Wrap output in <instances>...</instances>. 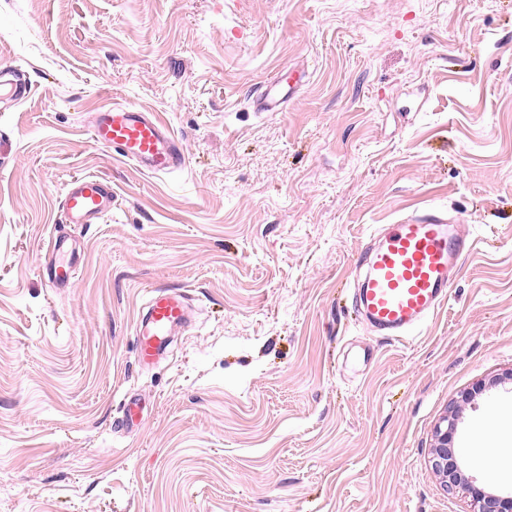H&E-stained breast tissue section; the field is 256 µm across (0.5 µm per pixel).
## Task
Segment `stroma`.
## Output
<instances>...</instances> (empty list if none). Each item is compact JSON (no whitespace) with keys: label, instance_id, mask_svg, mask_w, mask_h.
<instances>
[{"label":"stroma","instance_id":"1","mask_svg":"<svg viewBox=\"0 0 512 512\" xmlns=\"http://www.w3.org/2000/svg\"><path fill=\"white\" fill-rule=\"evenodd\" d=\"M11 66L31 93L0 106V512H472L429 463L455 404L463 472L512 495V461L479 452L512 440V0H0ZM115 102L169 125L183 173L93 140ZM88 175L111 216L63 223ZM433 210L471 248L402 345L353 285L382 225ZM151 289L191 321L145 367ZM301 81L300 74L290 72L288 76V87L283 85L282 76L276 80L271 88L266 89L258 98L259 104L265 111H273L277 106L283 103L289 95L294 93V89ZM64 241L57 238L54 243V258L45 267V272L50 281L57 286L69 284L75 275L74 264L67 258Z\"/></svg>","mask_w":512,"mask_h":512}]
</instances>
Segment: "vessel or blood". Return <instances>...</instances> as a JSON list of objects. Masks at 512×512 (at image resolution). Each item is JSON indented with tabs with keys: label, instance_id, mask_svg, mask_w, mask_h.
<instances>
[{
	"label": "vessel or blood",
	"instance_id": "obj_1",
	"mask_svg": "<svg viewBox=\"0 0 512 512\" xmlns=\"http://www.w3.org/2000/svg\"><path fill=\"white\" fill-rule=\"evenodd\" d=\"M299 81V73L293 72L287 82L278 81L266 89L259 97L263 110H274L283 103ZM28 91V84L17 74L0 73V92L6 98L19 101ZM91 127L96 143L111 148L145 172L169 175L186 167L179 140L153 113L115 103L96 112ZM62 209L68 223H100L112 212V187L97 177H84L70 184ZM466 245L467 238L459 224L434 214L385 225L380 243L364 253V274L354 284L355 306L363 320L392 339L409 340L417 328L447 304ZM45 272L55 285L72 281L74 264L63 240L55 241L54 257ZM186 318L183 294L150 290L136 331L139 363H153Z\"/></svg>",
	"mask_w": 512,
	"mask_h": 512
}]
</instances>
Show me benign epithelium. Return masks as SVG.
Returning <instances> with one entry per match:
<instances>
[{
	"label": "benign epithelium",
	"instance_id": "7a95c632",
	"mask_svg": "<svg viewBox=\"0 0 512 512\" xmlns=\"http://www.w3.org/2000/svg\"><path fill=\"white\" fill-rule=\"evenodd\" d=\"M459 420V407L453 406L434 428V445L430 462L446 492L465 491L474 503V512H512V497H501L476 484V479L466 476L459 464L453 439Z\"/></svg>",
	"mask_w": 512,
	"mask_h": 512
}]
</instances>
